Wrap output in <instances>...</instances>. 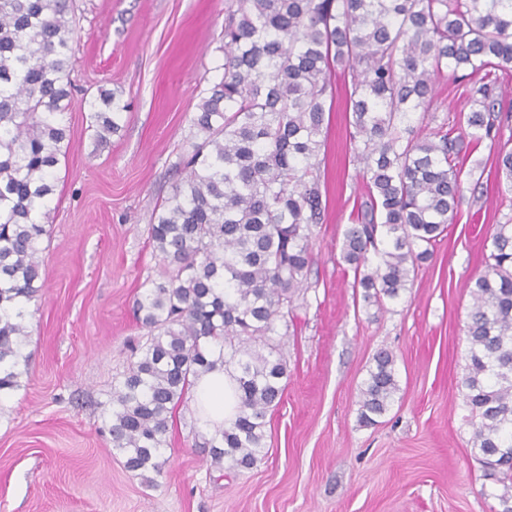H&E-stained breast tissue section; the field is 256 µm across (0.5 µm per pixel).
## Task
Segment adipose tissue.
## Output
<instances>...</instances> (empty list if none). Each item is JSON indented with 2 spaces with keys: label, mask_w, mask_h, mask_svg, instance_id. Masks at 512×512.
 I'll return each mask as SVG.
<instances>
[{
  "label": "adipose tissue",
  "mask_w": 512,
  "mask_h": 512,
  "mask_svg": "<svg viewBox=\"0 0 512 512\" xmlns=\"http://www.w3.org/2000/svg\"><path fill=\"white\" fill-rule=\"evenodd\" d=\"M192 394L197 417L210 431L224 429L238 413L237 382L232 372L216 369L199 376L193 383Z\"/></svg>",
  "instance_id": "adipose-tissue-1"
}]
</instances>
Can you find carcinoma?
Masks as SVG:
<instances>
[{
	"label": "carcinoma",
	"mask_w": 512,
	"mask_h": 512,
	"mask_svg": "<svg viewBox=\"0 0 512 512\" xmlns=\"http://www.w3.org/2000/svg\"><path fill=\"white\" fill-rule=\"evenodd\" d=\"M224 73L193 119L200 142L150 224L160 280L135 301L148 336L112 390L108 432L130 471L162 473L170 410L191 380L236 372L235 420L206 442L210 465L262 460L269 410L284 392L277 324L310 273L312 226L325 205L316 173L336 69L349 73L351 138L368 199L343 234L341 259L363 300H397L430 260L462 195L455 159L499 136L509 115L495 71L512 64V0H226ZM76 23L74 0H0V394L27 366L28 310L46 288L41 218L53 169L70 142L62 115ZM483 76L470 88L466 125L413 136L435 111L437 76ZM99 138L120 130L115 93L90 102ZM496 165L512 193V151ZM482 275L470 286L463 380L471 448L512 512V219L495 225ZM396 356L381 348L361 384L358 422L372 426L395 401Z\"/></svg>",
	"instance_id": "cac0c4a2"
}]
</instances>
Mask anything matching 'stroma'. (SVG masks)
I'll return each mask as SVG.
<instances>
[{
    "instance_id": "1",
    "label": "stroma",
    "mask_w": 512,
    "mask_h": 512,
    "mask_svg": "<svg viewBox=\"0 0 512 512\" xmlns=\"http://www.w3.org/2000/svg\"><path fill=\"white\" fill-rule=\"evenodd\" d=\"M72 143L55 169L41 243L46 288L29 319L28 366L0 398V512H498L473 431L463 379L468 285L485 269L494 225L512 218L495 162L512 126L460 157L463 202L410 290L364 302L340 257L366 199L350 138L343 78L326 116L323 223L312 228L308 288L274 339L287 364L282 402L267 416L265 457L241 473L211 468V433L184 396L171 411L161 475L128 471L104 420L130 347L146 332L133 315L163 262L149 239L154 213L197 141L195 107L224 69L225 0H76ZM469 83L444 74L426 134L467 115ZM128 109L99 141L88 106L100 91ZM392 350L400 393L377 425L357 421L373 353Z\"/></svg>"
}]
</instances>
